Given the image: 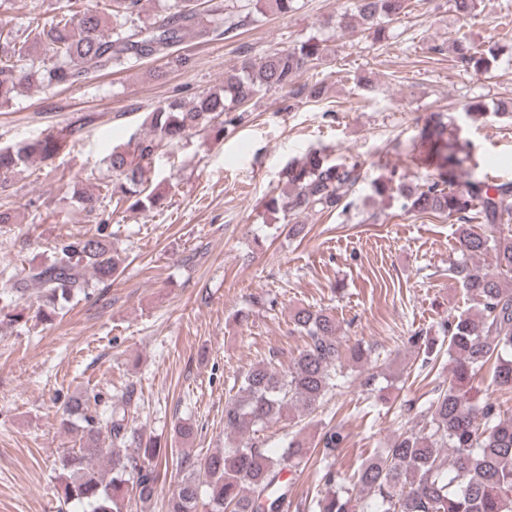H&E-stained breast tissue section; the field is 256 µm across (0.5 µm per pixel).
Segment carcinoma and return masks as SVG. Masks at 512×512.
<instances>
[{
  "mask_svg": "<svg viewBox=\"0 0 512 512\" xmlns=\"http://www.w3.org/2000/svg\"><path fill=\"white\" fill-rule=\"evenodd\" d=\"M58 8L50 18L35 16L16 32L0 35V108L12 102L24 85L51 89L71 87L95 73L121 70L134 59L157 57L172 70L191 66L181 51L188 34L197 38L235 37L239 29L270 13L298 10L299 0H165L164 14L150 17L144 0H97L88 6ZM456 16L466 19L477 0H448ZM409 13L408 0H352L351 11L323 26L340 29L362 26L373 40ZM326 48L316 37L293 47L276 48L255 64L247 59L224 74L217 89L197 94L191 104L167 99L147 113L148 131L132 135L124 146L112 147L106 158L112 181L95 196L78 197L90 212L110 203L150 212L164 195L149 182L155 158L204 134L214 140L248 121L260 94L275 93L283 101L306 96L322 98L325 82H300L306 73L319 75ZM458 63L479 70L489 66L479 49L463 53ZM81 126H59L31 141L0 146V195L11 196L13 175L34 161L50 162L74 142ZM409 164L431 168L432 178L409 186L403 176L373 184L374 195L397 193L402 208L421 215H443L458 223V256L449 276L464 291L470 306L442 325L448 337V384L434 389L422 424L398 435L391 444L354 472V488L343 483L330 462L320 480L328 486L316 501L317 512H512V417L498 403L472 395V380L486 365L492 381L512 390V182L487 178L461 181L473 161L471 142L448 132L442 112L433 113L419 130L407 154ZM363 179L356 162H338L326 150H312L289 161L280 173L284 187L268 195L264 208L288 233L298 237L305 228L300 218L310 214H346ZM485 256L486 267L475 264ZM123 259L112 242L108 221L96 232L61 237L52 258L22 269L0 290V317L22 318L19 299L31 290L38 294V313L46 321L64 314L68 304L88 296V277L112 281ZM294 331L307 338L286 370L273 363L257 364L242 377L224 404V434L238 444L204 459L182 454L184 477L167 499L166 512H283L288 483L283 471L295 468L322 448L332 456L345 441L336 426L325 429L316 443L292 435L281 454L252 440L258 428L292 412L316 409L326 395L342 384L344 361L360 362L365 350L357 345L343 351L336 317L325 311L299 307L292 312ZM132 394L72 396L61 422L79 416L85 423L82 447L60 459L59 500L85 504L90 512H128L131 500L149 504L160 479L161 449L142 439L129 425ZM106 460V469L96 460Z\"/></svg>",
  "mask_w": 512,
  "mask_h": 512,
  "instance_id": "obj_1",
  "label": "carcinoma"
}]
</instances>
